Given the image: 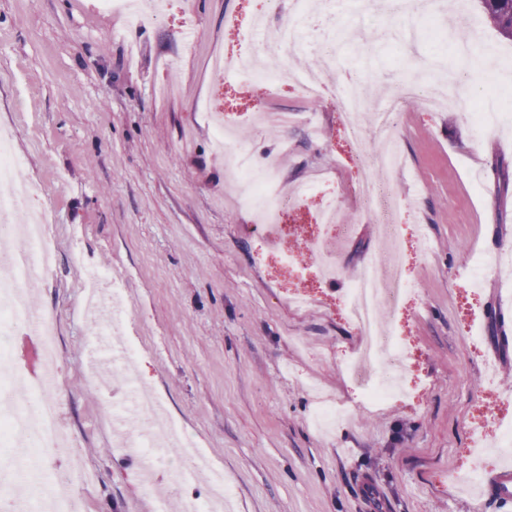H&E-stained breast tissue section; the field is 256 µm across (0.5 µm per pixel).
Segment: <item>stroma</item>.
<instances>
[{"mask_svg": "<svg viewBox=\"0 0 512 512\" xmlns=\"http://www.w3.org/2000/svg\"><path fill=\"white\" fill-rule=\"evenodd\" d=\"M447 32L432 37L423 19L380 9H331L309 26L285 67L299 74L326 33L337 41L331 94L314 101L291 90L261 98L243 74L216 77L212 55L247 40L255 0H142L139 17L103 11L96 0H0V131L11 134L32 205L46 213L56 267L25 289L54 312L55 396L70 445L47 457L64 471L80 457L94 479L73 480L84 512H155L136 462L116 445L113 412L127 384L157 397L207 463L222 468L233 512H497L493 497L470 496L461 481L470 452L491 442L494 403L512 413V340H505L496 294L512 291V121L489 108L512 102V69L460 55L475 36L511 51L477 0H443ZM430 57L437 95L469 96L484 126L457 110H425L407 100L395 117L405 156L389 174L407 206L412 236L402 244L411 292L383 309L385 326L406 332L407 396L384 409L359 400L343 372L360 343L343 301L380 241L350 185L376 174L373 151L350 155L334 94L356 72L373 101L394 94ZM212 98L236 124L235 137L258 164L282 159L280 181L333 180L351 233L332 238V282L295 278L280 256L300 249L301 215L269 244L257 210L242 205L233 166L212 142ZM305 114L319 129L259 124L258 107ZM493 259L471 287L474 256ZM122 284L124 336L139 347L133 372L89 367L99 327L85 313L84 268ZM313 300L294 306L289 291ZM487 309L479 340L466 314ZM346 403L328 432L313 422L318 397ZM155 471L168 512L186 494L206 498L207 476L171 483L186 461L164 450Z\"/></svg>", "mask_w": 512, "mask_h": 512, "instance_id": "1", "label": "stroma"}]
</instances>
